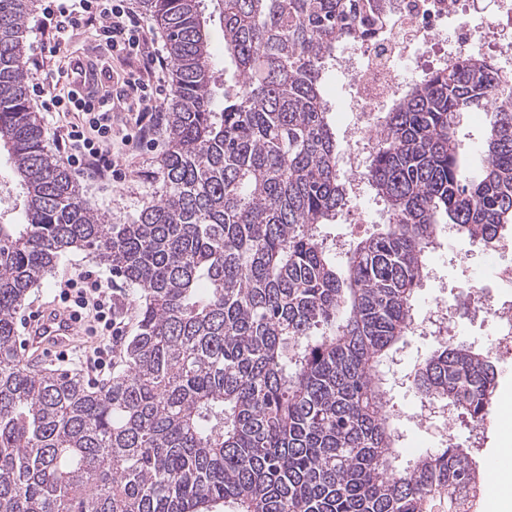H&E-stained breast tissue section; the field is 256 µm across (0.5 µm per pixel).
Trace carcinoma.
Instances as JSON below:
<instances>
[{
  "mask_svg": "<svg viewBox=\"0 0 512 512\" xmlns=\"http://www.w3.org/2000/svg\"><path fill=\"white\" fill-rule=\"evenodd\" d=\"M204 2L142 0L174 90L151 192L110 224L45 149L28 0H0V152L24 215L0 211V512H470L484 476L467 449L395 465L384 367L442 232L489 244L512 224V89L496 96L491 57L450 59L385 112L364 175L389 220L347 245L340 273L322 226L349 191L322 85L393 0H214L231 91ZM475 109L489 127L465 153L457 115ZM72 251L121 280L135 318L97 389L16 346L30 289ZM496 380L445 341L413 385L479 422Z\"/></svg>",
  "mask_w": 512,
  "mask_h": 512,
  "instance_id": "carcinoma-1",
  "label": "carcinoma"
}]
</instances>
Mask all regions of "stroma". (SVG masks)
<instances>
[{"mask_svg":"<svg viewBox=\"0 0 512 512\" xmlns=\"http://www.w3.org/2000/svg\"><path fill=\"white\" fill-rule=\"evenodd\" d=\"M164 149L165 138L161 127L152 121L147 126L146 140L136 141L130 147L129 160L132 172L126 181L118 183L113 181L112 177H100L86 172L75 173L74 178L82 185L86 198L107 215L110 223L121 224L141 206L149 189L147 178L151 172L158 169ZM350 196L347 212L339 215L336 222L323 225L322 232L327 238H362L373 233L377 225L386 223L387 212L384 204L366 181H359L355 188L351 189ZM355 214L364 218L363 224L356 228L350 225L351 217ZM428 261L433 268V275L431 280L422 282L418 288L417 305H424L437 298L446 301L448 318L458 325L457 342L478 350L483 349L489 329L467 320L461 297L471 271L496 270L501 261L499 254L482 243L447 235L442 238L440 247L430 253ZM86 271L104 278L109 275L107 269L98 266L85 252L76 251L63 256L57 269L30 291L17 315V325H25L29 314L42 305L54 303L61 281ZM93 327V321L82 319L78 335L67 348L68 360L61 361L55 357L47 359L43 364L44 370L78 372L84 375L88 384H101V376L81 361L82 354L92 353L99 344ZM440 344V339L433 336L407 337L404 347L399 352L401 362L394 374L389 377L390 398L396 412L403 415L404 412L420 405L421 399L412 385L411 374ZM429 421L433 429L428 433L421 431L417 423L405 420L404 417L398 421V465H405L419 453L439 448L441 437L438 428L449 420L446 415L436 414L430 416ZM454 423L459 443L468 448L477 464H485L488 456L500 457L506 452L505 433L500 423H493L489 428L483 429L478 436L474 435L473 428L467 420L459 418Z\"/></svg>","mask_w":512,"mask_h":512,"instance_id":"35a3bbf8","label":"stroma"}]
</instances>
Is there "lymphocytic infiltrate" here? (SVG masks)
<instances>
[{
    "label": "lymphocytic infiltrate",
    "instance_id": "1",
    "mask_svg": "<svg viewBox=\"0 0 512 512\" xmlns=\"http://www.w3.org/2000/svg\"><path fill=\"white\" fill-rule=\"evenodd\" d=\"M93 26L97 39L108 51H119L137 59L136 70L102 88L99 109H92L74 97L70 73L47 70L32 92L39 109L65 118L60 143L67 163L125 179L123 161L127 149L139 134L149 113L159 111L165 88L168 61L151 29L128 6L126 0H46L38 32L46 44L57 46L74 30ZM63 301L78 308H92L101 324L104 343H111L117 330L112 320L114 305L110 280L81 273L65 281Z\"/></svg>",
    "mask_w": 512,
    "mask_h": 512
}]
</instances>
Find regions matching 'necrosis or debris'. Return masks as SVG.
<instances>
[{
	"instance_id": "necrosis-or-debris-1",
	"label": "necrosis or debris",
	"mask_w": 512,
	"mask_h": 512,
	"mask_svg": "<svg viewBox=\"0 0 512 512\" xmlns=\"http://www.w3.org/2000/svg\"><path fill=\"white\" fill-rule=\"evenodd\" d=\"M456 27H449L452 15ZM512 28V0H495L493 11L476 6L475 0H398L382 33L363 38L338 51L333 63L337 75L353 80L357 91L339 109L348 116L345 166L353 179H360L364 159L382 130L385 106L396 99L414 78L441 65L448 57L472 55L492 45V56L504 77H512V37L489 43L491 33ZM414 61L413 77H406L402 62ZM466 305L474 317L503 329V336L489 340L485 349L491 358L512 357V300L487 291L481 277L468 279Z\"/></svg>"
}]
</instances>
